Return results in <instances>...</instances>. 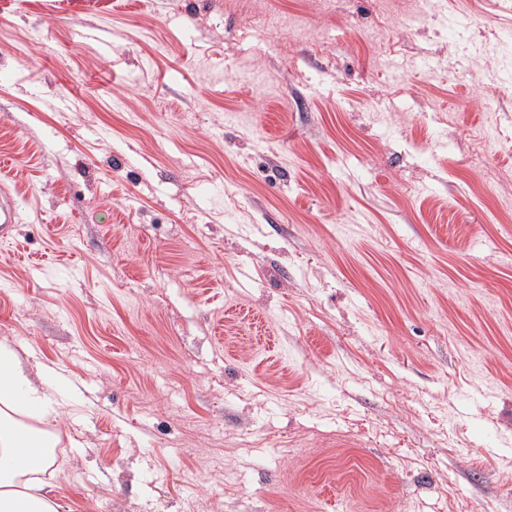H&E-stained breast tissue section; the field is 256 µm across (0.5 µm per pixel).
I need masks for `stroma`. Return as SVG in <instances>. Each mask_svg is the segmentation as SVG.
I'll use <instances>...</instances> for the list:
<instances>
[{
    "instance_id": "obj_1",
    "label": "stroma",
    "mask_w": 512,
    "mask_h": 512,
    "mask_svg": "<svg viewBox=\"0 0 512 512\" xmlns=\"http://www.w3.org/2000/svg\"><path fill=\"white\" fill-rule=\"evenodd\" d=\"M408 6L0 0L61 512H512V0Z\"/></svg>"
}]
</instances>
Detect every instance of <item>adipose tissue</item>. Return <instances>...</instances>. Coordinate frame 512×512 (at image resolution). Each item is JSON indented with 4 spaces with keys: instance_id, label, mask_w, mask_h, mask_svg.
<instances>
[{
    "instance_id": "1",
    "label": "adipose tissue",
    "mask_w": 512,
    "mask_h": 512,
    "mask_svg": "<svg viewBox=\"0 0 512 512\" xmlns=\"http://www.w3.org/2000/svg\"><path fill=\"white\" fill-rule=\"evenodd\" d=\"M55 402L54 388L36 385L16 350L0 341V512H58L43 481L55 463L47 449L53 438L16 419L22 413L48 421Z\"/></svg>"
}]
</instances>
